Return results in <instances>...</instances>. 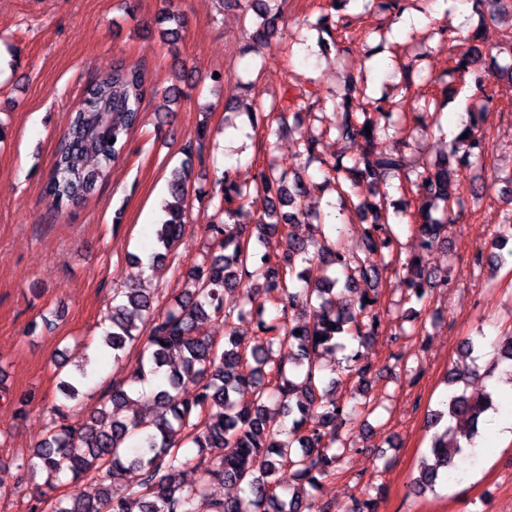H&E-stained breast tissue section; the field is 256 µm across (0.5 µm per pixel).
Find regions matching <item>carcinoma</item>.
Instances as JSON below:
<instances>
[{"mask_svg": "<svg viewBox=\"0 0 512 512\" xmlns=\"http://www.w3.org/2000/svg\"><path fill=\"white\" fill-rule=\"evenodd\" d=\"M220 2L250 19L252 39L268 42L281 36L278 0ZM162 20L175 24L161 32L163 42L172 44L184 19L168 12ZM307 27L318 31L323 48H340L333 32L345 27L343 17L334 21L331 15H322ZM477 58L478 48L472 46L452 59L451 71L470 73ZM473 83L476 94L468 120L447 146L452 157L460 154L466 161H483L489 155L484 131L488 97L482 76H475ZM146 93L145 72L121 62L84 86L43 184V195L56 212L86 203L108 180L143 122ZM407 101L406 94L397 100L384 93L367 99L371 109L355 112L346 96L336 103L333 118L318 117L321 135L334 132L341 140L364 142V156L354 165H344L340 157L327 164L324 183L336 192L344 219L356 216L371 221L364 256L348 253L337 241L320 247L319 258L336 272L326 283L293 286L303 280L299 264L310 261L307 241L293 232L296 224H311L308 210L300 206L308 190L301 176H289L288 164L271 163L252 187L239 182L230 168L221 173L215 219L205 225L210 247L186 273L191 287L175 295L166 308L153 306L157 288L139 283L112 290L109 328L101 344L112 351L116 364L136 344L140 362L126 379L112 381V392L100 407L75 421L69 420V402L79 398L89 372L81 365L77 373L60 381L63 400L51 408L58 421L22 464L25 476H38L45 486L63 477L74 484L92 477L98 481L97 491L87 495L76 490L66 498L38 501L30 512H329L314 493L336 475V464L346 451L341 431L353 419L355 407L330 395L336 380L325 377L319 360L344 347L346 340L363 344L378 334L374 327L381 323L378 289L364 290L355 304L345 294L357 290L361 282L378 281L380 267L387 266L383 250L394 251L397 242L383 215L385 202L362 196L361 187L375 186L387 173L416 175L409 180L416 189L410 222L415 224L418 248L400 269L406 271L407 300L423 306L434 288L446 284L427 267L425 255L448 241L450 215L464 206L450 161L419 170L411 168L398 145L372 153L380 132L404 134L401 119ZM287 109L286 104H273L263 117L262 146L269 153L277 148L272 137L286 126ZM317 147L313 138L298 142L293 162L308 165L317 160ZM184 152L185 163L169 180L166 219L156 225V245L164 251L151 254L152 264L164 261L166 251L186 232L187 169L193 149L188 146ZM82 158L92 159L93 164L80 163ZM254 191L264 195V214L253 224H242L240 218L248 214ZM437 201L443 203L440 218L433 216ZM323 226L319 221L313 228L321 235ZM254 237L263 245L281 243L284 249L273 258L251 246ZM510 238L512 209L494 225L490 264L501 267L512 262V250L505 256L498 253L501 242ZM228 290L241 291L240 304L224 303ZM211 316L224 320L222 344L202 330ZM246 320L253 323L260 343L250 346L237 335V323ZM321 336L325 340H319ZM150 376L162 377L148 396L154 417L149 421L122 417V408L133 401V386ZM245 390L252 391L246 404L239 400ZM442 404L443 409L432 414V424L446 416L470 426L458 430L448 425L434 434L412 482L418 494L450 482L448 474L458 460L475 451L479 423L494 407V395L472 398L463 390H453ZM188 467L202 472L196 486L183 481ZM211 483L235 485L241 495L213 498L207 490Z\"/></svg>", "mask_w": 512, "mask_h": 512, "instance_id": "1", "label": "carcinoma"}]
</instances>
